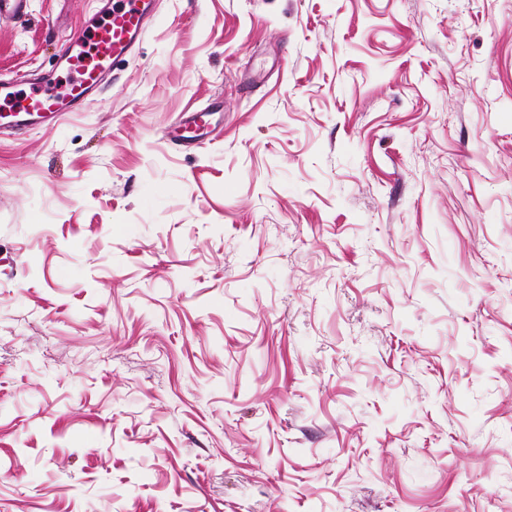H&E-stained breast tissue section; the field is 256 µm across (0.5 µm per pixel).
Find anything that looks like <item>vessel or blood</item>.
I'll return each mask as SVG.
<instances>
[{"label": "vessel or blood", "mask_w": 512, "mask_h": 512, "mask_svg": "<svg viewBox=\"0 0 512 512\" xmlns=\"http://www.w3.org/2000/svg\"><path fill=\"white\" fill-rule=\"evenodd\" d=\"M152 0H113L111 8L90 26V35L72 43L63 59V76L41 75L38 81H0V127L15 129L55 122L77 111L99 88L106 73L122 64L145 31ZM216 121L213 107L188 113L172 129L176 144L200 143Z\"/></svg>", "instance_id": "vessel-or-blood-1"}]
</instances>
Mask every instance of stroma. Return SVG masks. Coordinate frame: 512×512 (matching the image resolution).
<instances>
[{
  "label": "stroma",
  "instance_id": "1",
  "mask_svg": "<svg viewBox=\"0 0 512 512\" xmlns=\"http://www.w3.org/2000/svg\"><path fill=\"white\" fill-rule=\"evenodd\" d=\"M0 512H512V0H155L1 138ZM217 111L211 106L189 112L172 129V137L180 146H191L200 143L216 122Z\"/></svg>",
  "mask_w": 512,
  "mask_h": 512
}]
</instances>
